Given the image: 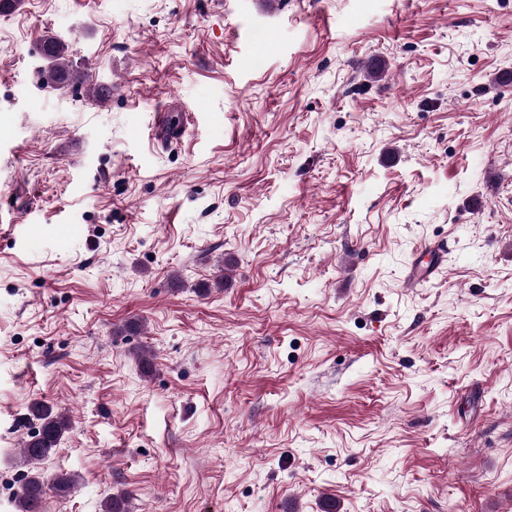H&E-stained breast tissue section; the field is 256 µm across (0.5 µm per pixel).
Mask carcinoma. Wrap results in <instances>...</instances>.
I'll return each mask as SVG.
<instances>
[{"label": "carcinoma", "instance_id": "cac0c4a2", "mask_svg": "<svg viewBox=\"0 0 512 512\" xmlns=\"http://www.w3.org/2000/svg\"><path fill=\"white\" fill-rule=\"evenodd\" d=\"M40 58L45 62L41 69L42 82H54L60 87L81 86L86 83V74L73 65L69 45L56 36H46L40 47ZM32 415L40 424L23 441L20 455L29 471L15 495V512H43L48 492L64 496L71 493L78 483L68 473L56 474L48 479L39 470V465L58 450L68 422L65 417L52 414L50 408L40 402L30 407ZM103 512H130L129 495L120 492L108 497L102 504Z\"/></svg>", "mask_w": 512, "mask_h": 512}]
</instances>
